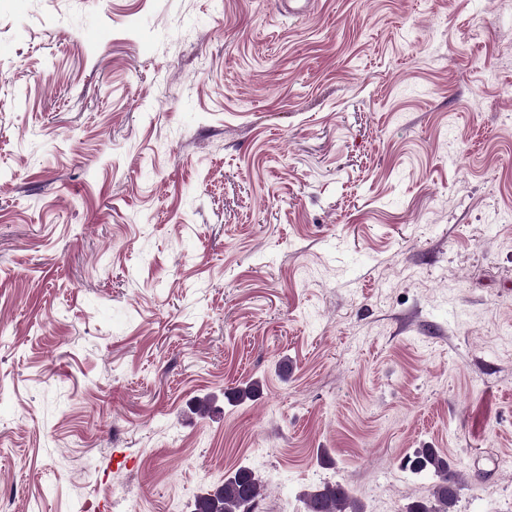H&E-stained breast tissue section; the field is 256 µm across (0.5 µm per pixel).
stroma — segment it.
<instances>
[{"instance_id": "1", "label": "stroma", "mask_w": 512, "mask_h": 512, "mask_svg": "<svg viewBox=\"0 0 512 512\" xmlns=\"http://www.w3.org/2000/svg\"><path fill=\"white\" fill-rule=\"evenodd\" d=\"M419 448L512 512V0H0V512Z\"/></svg>"}]
</instances>
